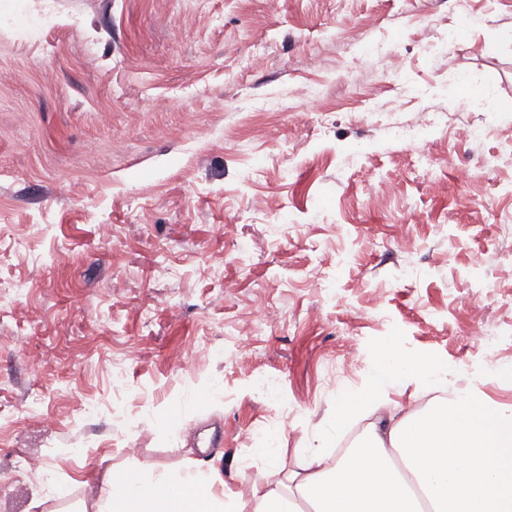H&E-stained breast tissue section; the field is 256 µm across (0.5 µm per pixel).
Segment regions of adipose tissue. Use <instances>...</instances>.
Here are the masks:
<instances>
[{"label":"adipose tissue","mask_w":512,"mask_h":512,"mask_svg":"<svg viewBox=\"0 0 512 512\" xmlns=\"http://www.w3.org/2000/svg\"><path fill=\"white\" fill-rule=\"evenodd\" d=\"M414 379L431 399L420 410L390 409L388 393L400 377ZM372 414L358 441L339 457L330 448L352 416ZM106 471L91 512H222L219 469L165 473L153 482L129 474L124 494ZM421 490L432 512H512V407L479 391L448 390L437 361L406 359L384 349L369 389L351 397L333 427L307 451L303 472L287 490L251 487L249 512H422Z\"/></svg>","instance_id":"1"}]
</instances>
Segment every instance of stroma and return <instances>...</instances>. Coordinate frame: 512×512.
<instances>
[{"mask_svg":"<svg viewBox=\"0 0 512 512\" xmlns=\"http://www.w3.org/2000/svg\"><path fill=\"white\" fill-rule=\"evenodd\" d=\"M387 347L512 406V0H0V512L287 487Z\"/></svg>","mask_w":512,"mask_h":512,"instance_id":"obj_1","label":"stroma"}]
</instances>
